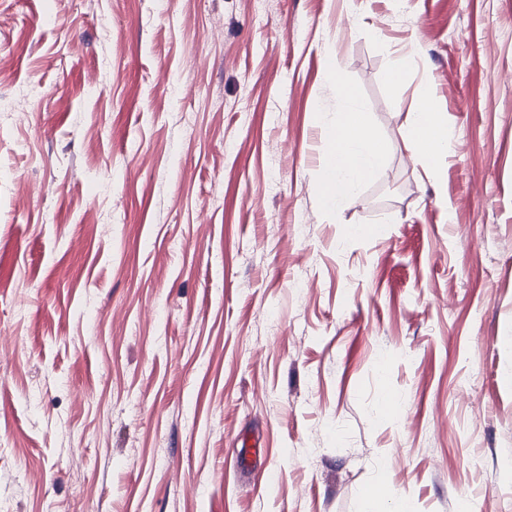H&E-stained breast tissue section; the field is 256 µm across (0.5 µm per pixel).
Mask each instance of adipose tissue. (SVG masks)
<instances>
[{"label": "adipose tissue", "instance_id": "obj_1", "mask_svg": "<svg viewBox=\"0 0 512 512\" xmlns=\"http://www.w3.org/2000/svg\"><path fill=\"white\" fill-rule=\"evenodd\" d=\"M338 95L348 102L346 111L337 113L334 122L323 128L327 153L324 158L320 201L324 208H338L347 202L384 164L388 147L377 137L354 101L356 96L340 67H332ZM405 138L420 150L430 163H438L450 148V137L444 120L432 99L411 112L405 127Z\"/></svg>", "mask_w": 512, "mask_h": 512}]
</instances>
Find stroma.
<instances>
[{
	"instance_id": "1",
	"label": "stroma",
	"mask_w": 512,
	"mask_h": 512,
	"mask_svg": "<svg viewBox=\"0 0 512 512\" xmlns=\"http://www.w3.org/2000/svg\"><path fill=\"white\" fill-rule=\"evenodd\" d=\"M332 60L389 152L327 210ZM379 487L512 512V0H0V512ZM423 102L410 112L405 138L420 150L432 166L443 159L450 148V137L444 120L433 99L423 96Z\"/></svg>"
}]
</instances>
